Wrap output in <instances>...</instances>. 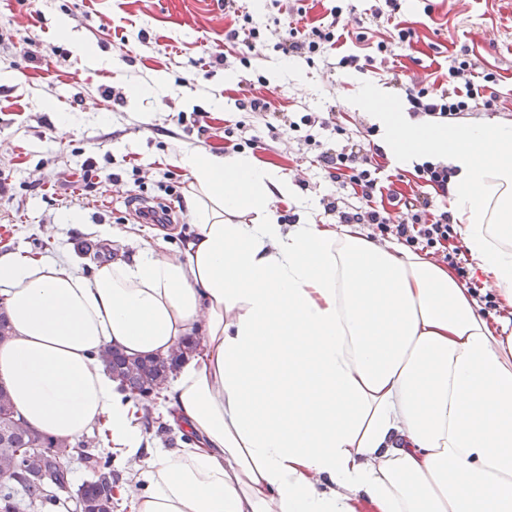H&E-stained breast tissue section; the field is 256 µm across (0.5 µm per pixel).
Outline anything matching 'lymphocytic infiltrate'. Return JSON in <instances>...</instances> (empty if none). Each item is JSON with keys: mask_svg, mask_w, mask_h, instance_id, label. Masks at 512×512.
Instances as JSON below:
<instances>
[{"mask_svg": "<svg viewBox=\"0 0 512 512\" xmlns=\"http://www.w3.org/2000/svg\"><path fill=\"white\" fill-rule=\"evenodd\" d=\"M329 15V20L310 27L289 22L284 36L274 46L275 51L286 56L311 57L332 51L339 67L359 68V57L343 50L344 21L350 17V10L336 5ZM394 80L405 95L411 116L446 124L465 119L475 102L491 107L493 100L485 92L497 82L494 73L477 71L462 54L449 59L446 86L431 90L400 73L395 74ZM379 153V148L353 138L339 152H320L319 160L330 170V178L336 184V194L328 199L325 212L335 215L341 224H372L380 232H395L409 246L432 249L442 254L449 266H456L458 250L451 245L455 238L453 217L448 209L436 207L431 197L435 191L447 193L453 168L432 161L415 165L416 176L425 189L401 201L400 213L395 216L376 204L383 191Z\"/></svg>", "mask_w": 512, "mask_h": 512, "instance_id": "f902f5d3", "label": "lymphocytic infiltrate"}]
</instances>
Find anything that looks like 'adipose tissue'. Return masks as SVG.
<instances>
[{
    "label": "adipose tissue",
    "instance_id": "ef3b65f1",
    "mask_svg": "<svg viewBox=\"0 0 512 512\" xmlns=\"http://www.w3.org/2000/svg\"><path fill=\"white\" fill-rule=\"evenodd\" d=\"M354 105L394 164L455 168L452 215L496 310L401 241L280 223L292 185L241 154L177 153L195 232L173 253L144 243L88 276L0 253V384L42 433L106 430L129 512H512V125L414 119L376 84ZM189 341L158 391L187 437L150 446L98 354Z\"/></svg>",
    "mask_w": 512,
    "mask_h": 512
}]
</instances>
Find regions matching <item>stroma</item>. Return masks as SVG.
<instances>
[{
    "mask_svg": "<svg viewBox=\"0 0 512 512\" xmlns=\"http://www.w3.org/2000/svg\"><path fill=\"white\" fill-rule=\"evenodd\" d=\"M298 2L309 23L330 6L329 0H242L265 26L248 49L224 41L232 23L224 0H0V250L65 255L91 271L124 251L126 230L153 241V225L135 209L145 201L173 220L169 247L180 248L194 232L185 205L190 180L172 157L182 148L223 152L228 133L258 136L250 157L290 181L292 196L272 203L281 223H335L323 206L335 185L317 156L339 148V125L350 137L378 143L367 113L352 105L360 85H383L392 101L403 102L393 71L425 85L442 83L449 55L463 48L478 70L498 77L496 104L480 110L476 122L512 124V0H403L401 16L415 36L389 55L376 50L390 36L386 20L373 15L379 0H350L364 25L351 28L346 47L365 59L361 71L336 68L332 53L309 61L274 51L282 28L272 18H287ZM59 16L109 54L114 68H88L58 36ZM157 73L168 76V93L130 99V87ZM260 75L274 90L272 110L242 112L238 101L253 95ZM215 100L221 109L212 108ZM289 112L327 119L318 144L284 125L269 130L277 114ZM60 114L71 116L70 130L57 128ZM70 213L79 226L64 223ZM85 224L111 225L119 236L109 244L95 240L82 232Z\"/></svg>",
    "mask_w": 512,
    "mask_h": 512,
    "instance_id": "35a3bbf8",
    "label": "stroma"
}]
</instances>
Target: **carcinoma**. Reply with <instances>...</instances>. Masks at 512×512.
<instances>
[{
	"mask_svg": "<svg viewBox=\"0 0 512 512\" xmlns=\"http://www.w3.org/2000/svg\"><path fill=\"white\" fill-rule=\"evenodd\" d=\"M99 358L107 364L129 394L145 403L152 389L162 385L175 370L179 356L145 357L131 360L117 348H107ZM81 448L54 439L29 426L17 417L8 391L0 387V512H20L21 504L12 488H19L28 505L39 503L54 508L58 499L47 494L49 478L54 486L66 487L68 470L66 456L50 453L53 448ZM92 479L76 490L81 512H112L114 491L120 484L112 466V456L84 451Z\"/></svg>",
	"mask_w": 512,
	"mask_h": 512,
	"instance_id": "cac0c4a2",
	"label": "carcinoma"
}]
</instances>
